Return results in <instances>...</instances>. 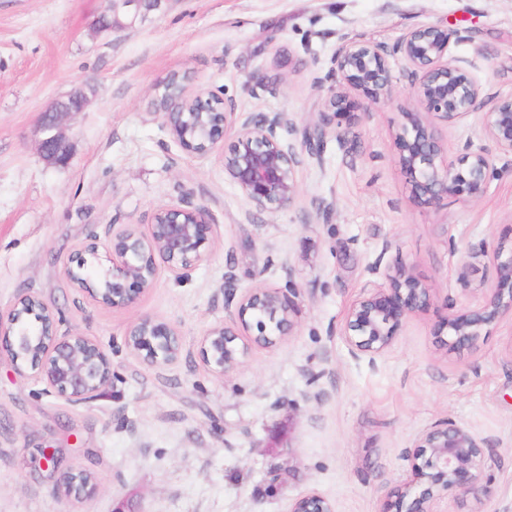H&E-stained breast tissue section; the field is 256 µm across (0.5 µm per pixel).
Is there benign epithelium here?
Listing matches in <instances>:
<instances>
[{
	"instance_id": "benign-epithelium-1",
	"label": "benign epithelium",
	"mask_w": 512,
	"mask_h": 512,
	"mask_svg": "<svg viewBox=\"0 0 512 512\" xmlns=\"http://www.w3.org/2000/svg\"><path fill=\"white\" fill-rule=\"evenodd\" d=\"M112 28L123 26L119 16L131 21L158 10L164 0H110ZM460 32L441 25H424L403 34L393 45L346 39L331 58V71L341 85L360 93L369 103L391 99L393 77L389 58H398L411 76L415 111L402 113L404 122L395 145L402 168L409 175L414 198L427 203L455 198L481 199L488 187L493 165L486 149L469 143L456 161L434 133V122L448 121L478 111L482 86L468 70L454 63L451 45L461 41ZM254 87L278 91L284 79L267 73L252 77ZM78 104L65 109L56 104L44 113L40 150L49 162L62 160V133L58 116L81 112L91 102L93 88L86 83L75 89ZM355 102L347 94L331 90L320 103L319 120L302 133L301 147L286 141L283 131L295 129L286 112L247 113L235 103L202 90L184 87L169 92L161 107L174 140L189 154L207 156L224 149V170L248 203L261 211L288 206L299 193L298 171L308 159L322 160L324 139L334 133L346 143L344 123ZM484 137L506 155H512V97L492 101L481 117ZM237 129L226 145L227 130ZM216 235L209 210L190 202L160 207L154 222L143 232L128 224L112 225L104 251L105 264L96 280L89 279L88 258H99L97 237H91L63 267L65 278L97 304L123 311L150 288L157 277V260L177 279L188 276L207 260ZM493 285L481 301L445 318L438 335L445 349L469 347L482 331L503 315L512 314V245L502 238L489 249ZM433 289L402 265L383 274V282L367 284L347 310L344 338L352 352L378 356L396 342L403 323L425 309ZM294 302L275 289L255 287L238 299L229 320L210 328L202 337L200 353L206 365L219 374L242 365L248 345L236 343L241 333L256 329L250 342L271 346L293 330ZM34 317L38 327L26 325ZM59 319L40 298L24 294L7 313L0 312V335L15 369L28 373L68 402L86 403L112 380L107 349L98 341L72 331L57 334ZM127 348L149 367L175 362L181 353L179 333L169 322L142 317L127 328ZM485 441L453 420H443L419 439L401 499L409 498L407 510L386 504L381 512H441L442 500L471 496L482 501L488 494L485 481ZM289 512H333L318 494L295 500Z\"/></svg>"
}]
</instances>
